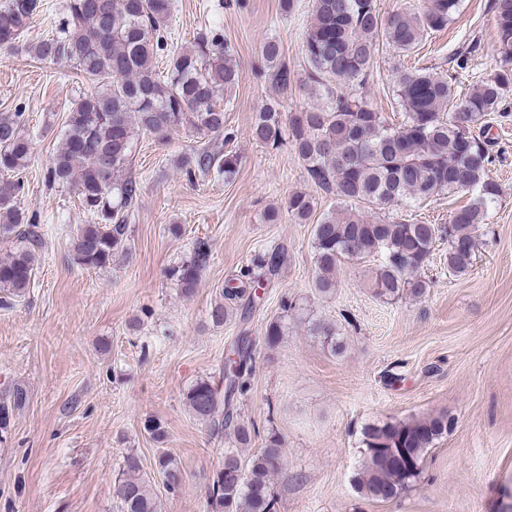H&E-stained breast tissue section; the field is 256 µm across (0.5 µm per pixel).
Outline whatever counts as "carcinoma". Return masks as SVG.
Listing matches in <instances>:
<instances>
[{"instance_id": "cac0c4a2", "label": "carcinoma", "mask_w": 512, "mask_h": 512, "mask_svg": "<svg viewBox=\"0 0 512 512\" xmlns=\"http://www.w3.org/2000/svg\"><path fill=\"white\" fill-rule=\"evenodd\" d=\"M460 0H422L414 8L384 15L377 0H313L312 20L302 41L304 76L288 67L282 44L270 39L261 47L264 71L282 94L296 89L322 100L283 121L275 103L265 104L251 128L252 139L270 149L288 141L294 155L318 188L336 197V206L314 224L313 286L320 294L337 286L344 259L378 256L370 267L369 287L375 296L393 301L419 297L428 283L422 270L437 243L448 241V273L466 274L473 265L475 232L487 223L501 197L490 176L493 163L483 130L488 116L500 111L512 91V0H494L500 64L487 79L458 97L448 76L426 68L396 72L393 95L403 120L391 124L364 95L343 91L346 84L365 85L373 76L380 44L407 56L436 32L448 28ZM42 0H7L0 8V51L12 49L42 12ZM173 0H65L64 16L55 32L31 45L42 62H65L89 83L68 112L62 142L50 158L48 182L66 185L89 216L71 243L70 263L80 269H105L129 250V223L142 186L126 174L135 150L136 133L165 143L181 128L215 140L224 137L221 93L234 88L239 71L220 28L198 37L195 48L173 54L166 73L153 58L165 49ZM23 113H0V237L18 246L0 257V292L21 297L33 280L43 238L39 225L17 205L21 184L8 177L28 166L32 142L24 134ZM240 157L203 147L181 157L187 178L210 173L233 180ZM448 194L470 195L468 203L449 215L448 226L405 219L369 217L361 208L406 206ZM312 197H288V213L306 221ZM204 246L172 271L186 297L194 294L209 263ZM280 249L269 250L254 266L240 271L222 291L223 301L211 307L210 319L224 324L235 306L245 302L242 320L255 309L257 290L279 269ZM288 331L286 316L266 324L265 339L276 346ZM309 332L336 351L343 342L329 323L315 321ZM226 358L221 384L205 378L188 390L186 405L193 416L223 428L235 447L224 449V464L207 492L208 512H278L272 478L283 463L284 443L276 432L263 448L250 454L251 429L234 420L232 404L243 393L252 368L250 339L242 334ZM28 391L14 384L0 398V431L26 406ZM453 421L444 413L365 428L364 465L358 474L360 492L372 500L396 497L422 471L424 457L448 434ZM159 478L171 493L179 491L182 473L177 461L161 453L155 461ZM122 512H160L144 477L138 455L128 453L113 483Z\"/></svg>"}]
</instances>
